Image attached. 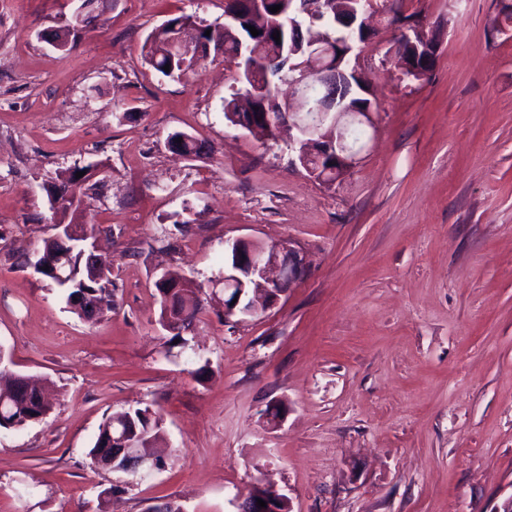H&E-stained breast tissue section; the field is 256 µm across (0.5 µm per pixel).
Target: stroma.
Returning <instances> with one entry per match:
<instances>
[{
	"mask_svg": "<svg viewBox=\"0 0 512 512\" xmlns=\"http://www.w3.org/2000/svg\"><path fill=\"white\" fill-rule=\"evenodd\" d=\"M441 49L407 79L392 30L362 45L375 112L332 184L224 118L223 55L182 79L144 60L172 16L224 21V0H98L67 50L72 0H0V348L54 405L0 430V512H235L262 481L291 512H503L512 501V24L498 0H403ZM184 132L206 144L168 149ZM91 166L82 207L112 307L80 318L27 266L56 234L46 189ZM290 241L301 278L266 313L224 321V243ZM200 289L180 351L159 273ZM285 421L267 425V405ZM156 412L163 469L95 467L103 419Z\"/></svg>",
	"mask_w": 512,
	"mask_h": 512,
	"instance_id": "obj_1",
	"label": "stroma"
}]
</instances>
